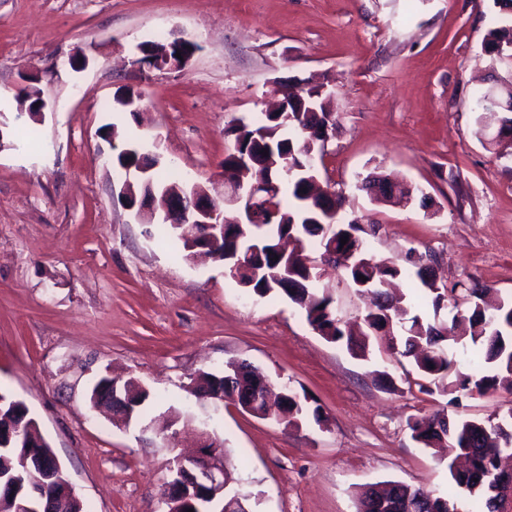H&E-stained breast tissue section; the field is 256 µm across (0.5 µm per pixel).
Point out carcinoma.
Instances as JSON below:
<instances>
[{"label":"carcinoma","mask_w":512,"mask_h":512,"mask_svg":"<svg viewBox=\"0 0 512 512\" xmlns=\"http://www.w3.org/2000/svg\"><path fill=\"white\" fill-rule=\"evenodd\" d=\"M503 13L497 22L488 29L484 39V52L490 61L498 56L512 54V0L501 2ZM307 113L297 115L291 112L288 120H280L274 114H265L262 123L248 124L242 120L225 129L224 135L233 137L234 148L224 158V175L238 179L242 167L235 162V153H244L251 144L252 136L258 131H266L268 140L274 145L277 165L264 170L267 182L275 183L273 196L267 200L257 197L256 204L262 206L271 202L277 217L270 224H226L224 237L213 249V254L224 258L227 265H233L238 258L245 262L244 272L237 283L248 292L259 296L277 291L296 301L301 295L308 300L305 308L306 319L313 330L331 343L346 344L349 349H357L361 355L369 351L370 334L359 337L343 328L337 317L333 299L316 287V276L310 274L309 265L315 258L305 253L307 240L316 238L319 242L336 243V252L352 255L344 271L360 293L370 292L373 298L365 310L364 322L369 329L384 330V335L398 338L402 350L399 354L413 359L418 373L435 390L444 394L456 389H476L484 393L502 387L512 389V298L501 301L500 307L488 309L480 305L484 288L472 283L462 287L465 297L472 299L467 309L469 322V342L472 350L465 353L467 363L473 372L465 374L458 369L459 360L452 346L461 342L453 333L454 327L438 320L441 309L448 305V295L456 289L439 285L434 278L432 266L423 257L416 259L407 256V261L415 268V275L424 287L423 298L428 300L433 310L429 319L419 313L410 314V307L393 303L392 296L383 284L397 278L404 267L395 261H377L366 251L364 241L359 237L360 226L355 222L336 224L334 235H326L327 225L318 224L314 217L317 202L308 199L302 187V180L309 175L308 153L317 150L321 136L310 132ZM116 159L130 164L146 162L155 166L156 161L148 157L146 146L141 142H130L116 155ZM412 190L396 187L389 192L375 196L380 203H397L410 197ZM292 199V205H283V196ZM169 237L184 251V257L192 258L196 250L188 245L186 230L173 224L163 225ZM295 236L300 239L304 253L289 260L277 256L275 247L280 238ZM346 244H341V239ZM366 280L359 279V276ZM288 413L290 425L313 418L320 424L325 417L318 406L310 407L288 392ZM412 438L426 448H448L464 453L469 465L464 470H449L454 485L487 507V488L490 478L499 482L512 480V471L501 466V459L512 454V410L509 414L493 421L477 419H456L442 413L422 417L409 425ZM381 488L375 484L362 487L358 494L357 512H372L370 504ZM397 495L413 501L422 499L419 512H448L454 507L450 498L435 496L422 488H412L402 483L392 487Z\"/></svg>","instance_id":"carcinoma-1"}]
</instances>
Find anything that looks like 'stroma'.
<instances>
[{
	"label": "stroma",
	"instance_id": "1",
	"mask_svg": "<svg viewBox=\"0 0 512 512\" xmlns=\"http://www.w3.org/2000/svg\"><path fill=\"white\" fill-rule=\"evenodd\" d=\"M498 13L494 0H0V392L24 401L88 512H162L168 463L203 429L223 442L247 512H357L358 487L384 481L473 512L409 423L501 416L512 389L429 394L386 342L366 360L327 342L287 297L248 293L223 262L149 235L122 202L125 172L105 158L147 141L168 182L215 195L225 128L259 123L281 82L324 85L339 122L316 167L369 253H426L446 287L476 279L510 298L512 155L493 150L472 109ZM177 38L198 45L185 69L137 65L140 44ZM79 51L83 70L67 63ZM30 80L47 103L35 118L14 99ZM121 88L142 112L113 110ZM379 173L429 207L375 202L360 185ZM321 272L319 288L355 321L364 298L341 267ZM234 359L320 406L326 426L288 427L229 401L216 411L188 393L192 377ZM112 372L151 393L126 428L89 403ZM173 416L175 439L148 432Z\"/></svg>",
	"mask_w": 512,
	"mask_h": 512
}]
</instances>
